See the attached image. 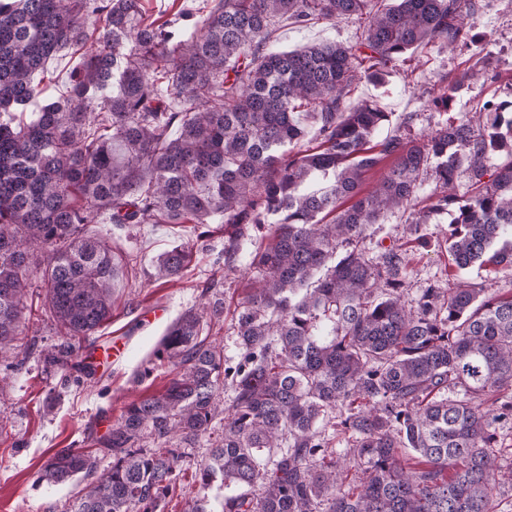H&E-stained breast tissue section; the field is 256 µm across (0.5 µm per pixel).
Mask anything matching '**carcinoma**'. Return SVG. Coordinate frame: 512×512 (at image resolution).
<instances>
[{
	"mask_svg": "<svg viewBox=\"0 0 512 512\" xmlns=\"http://www.w3.org/2000/svg\"><path fill=\"white\" fill-rule=\"evenodd\" d=\"M466 7L475 2L211 0L186 29L146 21L141 0H0V359L17 348L38 249L43 305L64 333L39 356L65 379L93 377L76 358L112 318L118 271L109 241L85 232L103 215L118 226L218 222L227 266L261 240L236 317L238 362L206 331L224 317L214 277L161 340L166 389L126 404L91 448L41 465L42 482H76L66 512H165L188 449L220 415L224 432L195 464L198 492L183 512H212L216 482L222 512H495L490 426L512 420V289L458 278L408 304V249L371 259L363 243L389 212L429 224L449 211L452 266L512 267V161L487 168L494 152L512 157V101L377 142L389 113L348 101L358 81L383 78L418 47L465 41ZM352 16L365 22L351 47H271L282 18ZM89 23L93 47L66 95L16 121L36 75L85 46ZM482 77L496 79L464 68L431 104L448 110ZM309 134L317 146L303 150ZM428 179L435 191L421 207ZM207 235L162 253L153 278L173 281ZM335 411L340 452L322 426Z\"/></svg>",
	"mask_w": 512,
	"mask_h": 512,
	"instance_id": "carcinoma-1",
	"label": "carcinoma"
}]
</instances>
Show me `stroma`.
<instances>
[{"label":"stroma","instance_id":"35a3bbf8","mask_svg":"<svg viewBox=\"0 0 512 512\" xmlns=\"http://www.w3.org/2000/svg\"><path fill=\"white\" fill-rule=\"evenodd\" d=\"M471 39L453 48L441 43L416 51L410 61L398 63L380 80L364 79L352 100L374 101L391 115L382 135L416 137L434 131L448 116H469L485 100H512V0H479L477 12L467 18ZM363 22L350 18L330 26L322 21L305 25L282 23L274 27L275 49L292 50L313 43L352 45ZM84 52L67 49L48 60L39 87L47 99L64 95L71 75L78 70ZM478 62L500 71L496 82L476 80L465 86L447 111L431 107L428 89L445 75ZM413 123H406V116ZM406 213L387 214L374 225L365 247L377 255L380 246L413 243L407 298H414L431 283L447 285L446 238L450 215L429 224L413 226ZM88 233L107 236L117 258L129 270L112 289V319L84 350L96 353L99 366L94 382L65 384L60 374L44 370L38 354H30L21 369L12 372L10 388L0 397V512H62L73 493L71 485L40 482V465L58 449L85 448L92 433L104 432L117 421L125 404L164 390L171 367L155 356L166 329L185 310L200 301L203 285L213 276L224 278V323L214 337L224 342V357L235 362L239 355L235 309L252 286L250 253L242 251L233 268H225L221 256L224 237L217 234L179 278L160 285L152 282L157 257L174 242L189 238L186 224H129L119 227L101 221ZM29 313L20 330L19 345L36 340L46 346L57 342L58 329L39 297L28 300ZM498 439L500 484L495 493L497 512H512V424L494 423Z\"/></svg>","mask_w":512,"mask_h":512}]
</instances>
